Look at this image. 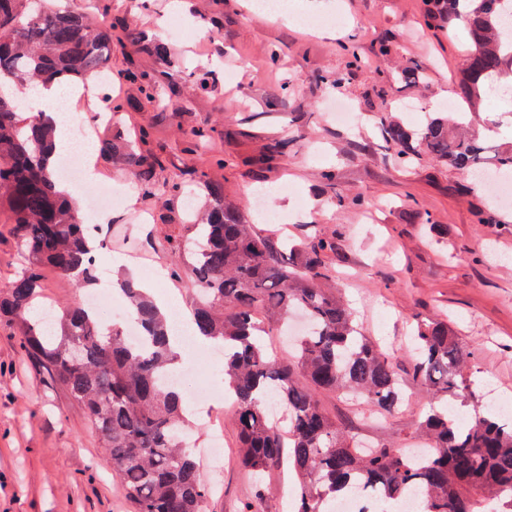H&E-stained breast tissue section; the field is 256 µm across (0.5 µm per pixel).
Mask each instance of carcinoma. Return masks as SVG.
<instances>
[{
  "instance_id": "1",
  "label": "carcinoma",
  "mask_w": 512,
  "mask_h": 512,
  "mask_svg": "<svg viewBox=\"0 0 512 512\" xmlns=\"http://www.w3.org/2000/svg\"><path fill=\"white\" fill-rule=\"evenodd\" d=\"M428 24L444 29L460 22L471 49L457 94L468 111L482 97L512 90V26L503 17L512 0H426ZM141 45L158 63L169 45L142 42L122 26L93 27L87 7L49 0H0V224L13 231L30 258L29 267L0 295V319L19 329L25 355L81 405L105 445L121 489L134 512H206L210 489L184 443L189 428L181 390L166 385L175 372L165 315L131 277L120 281L141 343L124 329L106 333L92 311L74 302L60 308L49 327L37 317L44 269L87 288L97 248L79 209L57 191V159L50 158L53 129L41 115L21 116L22 96L37 81H67L93 75L112 78L108 67L114 33ZM140 85L149 103L180 90L162 87L157 75L138 67L121 73ZM398 160L418 155L413 133L398 123L383 126ZM121 138L98 143L99 158L132 170L148 194L184 193L185 183L162 188L154 174L159 158L148 148ZM419 146L438 161L475 172L484 167L486 148L455 129L448 118L431 120ZM206 213L188 225L192 236L174 247L172 273L181 277L192 259V287L200 298L191 311L194 335L224 345V390L233 399L240 463L264 489L270 470L288 465L299 482L294 512H333L336 501L368 487L372 499L389 510L410 492H419L422 512H512V419L475 413L467 424L435 407L420 425L428 442L415 462L401 448L380 444L368 453L321 408L322 392H351L370 412L390 415L402 405L403 387L390 356L364 336L332 285L323 254L335 242L315 237L298 247L280 246L248 223L240 205L224 199V186L205 181ZM299 310L309 329L293 351L272 354L261 335L280 327ZM413 378L436 400L474 402L467 370L474 352L448 321L417 324ZM84 351L71 362L74 347ZM281 399L285 416L273 423L270 397Z\"/></svg>"
}]
</instances>
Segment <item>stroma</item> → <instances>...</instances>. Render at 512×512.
<instances>
[{
  "instance_id": "1",
  "label": "stroma",
  "mask_w": 512,
  "mask_h": 512,
  "mask_svg": "<svg viewBox=\"0 0 512 512\" xmlns=\"http://www.w3.org/2000/svg\"><path fill=\"white\" fill-rule=\"evenodd\" d=\"M172 5L93 0L96 23L169 42L160 79L181 90L159 111L137 84L116 79L108 93L124 106L120 126L129 136L141 127L150 132L163 160L157 183L179 180L186 169L204 171L260 232L335 240L325 262L357 322L390 352L411 405L378 417L353 397L326 392L327 415L366 444L413 447L419 412L433 400L411 376L409 331L415 319L443 315L477 352L470 380L478 409L488 410L491 390L512 401V206L492 205L467 171L427 153L400 164L381 135L386 120L420 133L455 96L470 46L462 26L428 28L423 0H287L281 15L255 13L254 0H183L178 13ZM298 13L332 14L336 23L305 27L295 21ZM351 47L360 65H351ZM406 60L418 64L423 80L401 78ZM203 73L211 84L200 92L195 81ZM325 75L335 84L322 83ZM277 93L284 103L269 110ZM335 101L350 104L357 122L336 123L329 112ZM465 119L488 149L512 144V108L501 100L483 99ZM194 129L204 130L205 141L191 152ZM281 139L291 142L287 154L265 162L268 145ZM98 170L95 188L120 189L123 203L105 211L112 247L101 252L97 287H111L127 269L141 279L151 271L154 298L176 287L183 310H191L189 275L170 274L172 248L187 234L183 197H149L130 171L106 163ZM260 192L279 223L260 220ZM17 336L11 322H0V512H133L83 409L27 359ZM208 351L192 345L184 355L195 363L190 385L210 389L206 403H185L187 415L206 417L193 435L196 458L206 455L212 430L224 435L222 470H201L213 487L207 512H239L250 501L258 512H289L290 471H273L259 500L239 466L232 408L211 382Z\"/></svg>"
}]
</instances>
